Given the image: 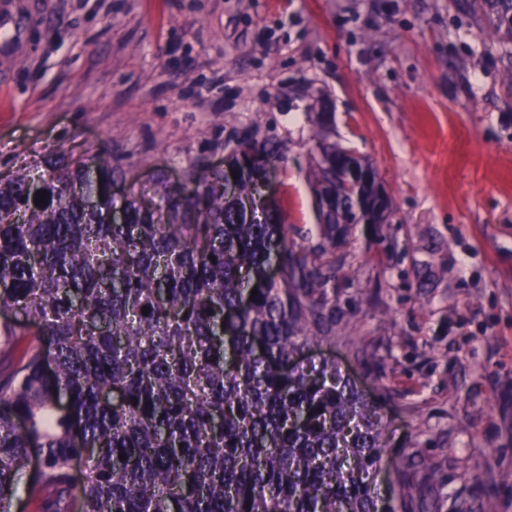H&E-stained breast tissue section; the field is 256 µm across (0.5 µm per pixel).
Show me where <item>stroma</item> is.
<instances>
[{
	"mask_svg": "<svg viewBox=\"0 0 512 512\" xmlns=\"http://www.w3.org/2000/svg\"><path fill=\"white\" fill-rule=\"evenodd\" d=\"M0 175L99 152L150 190L266 145L288 238L319 245L311 154L368 161L394 211L336 233L335 362L383 428L380 493L512 512V43L456 0H18ZM413 464L410 486L385 472Z\"/></svg>",
	"mask_w": 512,
	"mask_h": 512,
	"instance_id": "stroma-1",
	"label": "stroma"
}]
</instances>
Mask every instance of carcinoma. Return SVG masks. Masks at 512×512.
<instances>
[{
    "mask_svg": "<svg viewBox=\"0 0 512 512\" xmlns=\"http://www.w3.org/2000/svg\"><path fill=\"white\" fill-rule=\"evenodd\" d=\"M457 3L512 42V0ZM251 152L180 193L158 173L120 223L105 152L0 178V512H382L375 412L335 363L294 361L336 334L328 254L375 183L342 181L361 165L343 150L312 156L324 243L305 249L279 210L248 217Z\"/></svg>",
    "mask_w": 512,
    "mask_h": 512,
    "instance_id": "1",
    "label": "carcinoma"
}]
</instances>
